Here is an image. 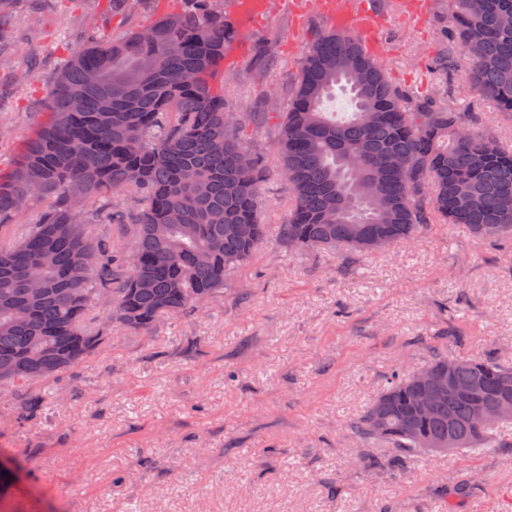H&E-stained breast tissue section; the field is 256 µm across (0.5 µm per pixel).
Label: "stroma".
I'll return each instance as SVG.
<instances>
[{
	"label": "stroma",
	"mask_w": 512,
	"mask_h": 512,
	"mask_svg": "<svg viewBox=\"0 0 512 512\" xmlns=\"http://www.w3.org/2000/svg\"><path fill=\"white\" fill-rule=\"evenodd\" d=\"M385 18L375 55L416 98L472 113L475 130L512 146V119L441 74L432 58L453 28L448 0L419 17L377 0ZM36 5L41 25L25 12ZM10 61L0 67V175L49 118L40 102L89 14L110 35L150 26L156 0L111 15L104 0H19ZM272 38L278 68L259 77L250 41L224 80L235 112H284L271 84L295 79L312 29L287 8L257 32ZM38 60L37 80L16 75ZM266 160L262 220L285 223L292 197L280 178L274 124L248 128ZM108 297L90 309L106 343L55 380L0 400V456L22 469L0 488V512H512V448L428 455L387 467V446L349 430L394 372L438 355L494 356L512 366V245L463 224H431L414 243L360 255L300 253L276 235L223 294L194 315L163 317L146 331L110 322ZM42 405L18 415L29 397Z\"/></svg>",
	"instance_id": "stroma-1"
}]
</instances>
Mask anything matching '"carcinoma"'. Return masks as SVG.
<instances>
[{"instance_id":"1","label":"carcinoma","mask_w":512,"mask_h":512,"mask_svg":"<svg viewBox=\"0 0 512 512\" xmlns=\"http://www.w3.org/2000/svg\"><path fill=\"white\" fill-rule=\"evenodd\" d=\"M13 3L0 0L1 61L11 55ZM229 3L186 0L181 11L110 39L98 36L92 18L68 48L45 91L49 120L0 178L1 225L25 212L20 199L55 198L23 240L0 247L1 385L52 379L96 352L104 336L84 317L98 296L111 297L113 321L147 330L223 292L265 243L266 164L244 128L265 125L270 113H234L215 87L226 50L240 38ZM449 4L455 50L439 51L435 69L446 74L463 57V88L512 117V0ZM254 65L276 69L270 44L257 48ZM337 88L351 111H325ZM277 128L281 178L294 202L277 235L289 248L371 252L382 240L394 248L437 219L491 242L512 239V147L487 132L459 140L458 129L472 128L470 114L411 98L351 31L323 29L307 45ZM244 151L254 158L251 173L239 168ZM347 151L359 165L345 162ZM128 195L130 206L105 204ZM93 214L101 224L133 225L131 242L94 236ZM32 263L47 281L36 297L22 277ZM22 302L30 307L25 322L13 314ZM459 358L430 363L452 368L430 413L417 409L416 383L395 373L351 433L397 449L396 469L430 453L429 444L500 447L512 428V366ZM479 403L491 417L482 424L474 418Z\"/></svg>"}]
</instances>
